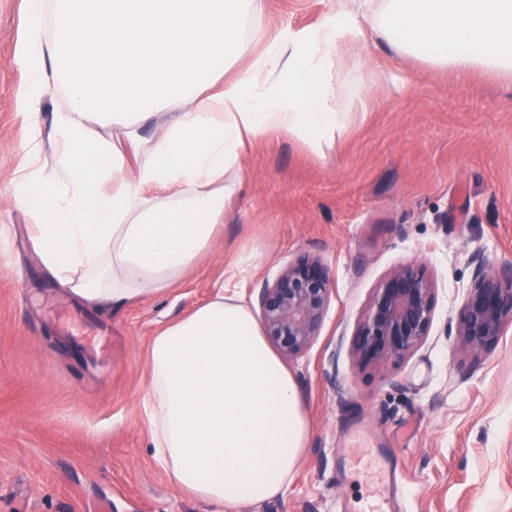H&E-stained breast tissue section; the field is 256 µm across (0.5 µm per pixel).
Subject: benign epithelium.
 <instances>
[{
  "mask_svg": "<svg viewBox=\"0 0 512 512\" xmlns=\"http://www.w3.org/2000/svg\"><path fill=\"white\" fill-rule=\"evenodd\" d=\"M475 276L463 299L455 336L473 365L498 345L512 326V271L500 273L487 259L473 258ZM333 292L323 261L303 256L273 281L252 289L265 336L290 358L303 355L319 336ZM436 288L418 265H399L374 288L350 339L361 368H379L414 353L429 335Z\"/></svg>",
  "mask_w": 512,
  "mask_h": 512,
  "instance_id": "7a95c632",
  "label": "benign epithelium"
}]
</instances>
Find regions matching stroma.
Wrapping results in <instances>:
<instances>
[{"instance_id":"35a3bbf8","label":"stroma","mask_w":512,"mask_h":512,"mask_svg":"<svg viewBox=\"0 0 512 512\" xmlns=\"http://www.w3.org/2000/svg\"><path fill=\"white\" fill-rule=\"evenodd\" d=\"M336 0H265L263 34L313 25ZM23 0H0V512H222L175 487L143 408L153 336L207 303L239 257L235 296L303 255L335 291L320 335L287 360L309 442L283 496L237 512H377L396 468L399 512H512V327L473 365L449 331L487 255L512 269V83L400 55L365 27L340 62L366 86L325 155L290 136L249 145L206 259L115 309L70 294L40 262L13 200L29 135L49 143L60 91L18 110ZM414 260L436 288L428 336L409 357L360 368L348 346L378 282Z\"/></svg>"}]
</instances>
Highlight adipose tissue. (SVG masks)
Returning a JSON list of instances; mask_svg holds the SVG:
<instances>
[{"mask_svg": "<svg viewBox=\"0 0 512 512\" xmlns=\"http://www.w3.org/2000/svg\"><path fill=\"white\" fill-rule=\"evenodd\" d=\"M19 109L67 95L51 166L20 176L44 265L88 302L121 307L211 252L254 140L315 154L354 120L335 68L372 20L405 56L512 79V0H339L253 54L264 0H25ZM111 128V137L90 125ZM144 397L156 459L182 491L235 512L282 496L305 453L299 384L249 309L217 293L153 337Z\"/></svg>", "mask_w": 512, "mask_h": 512, "instance_id": "ef3b65f1", "label": "adipose tissue"}]
</instances>
